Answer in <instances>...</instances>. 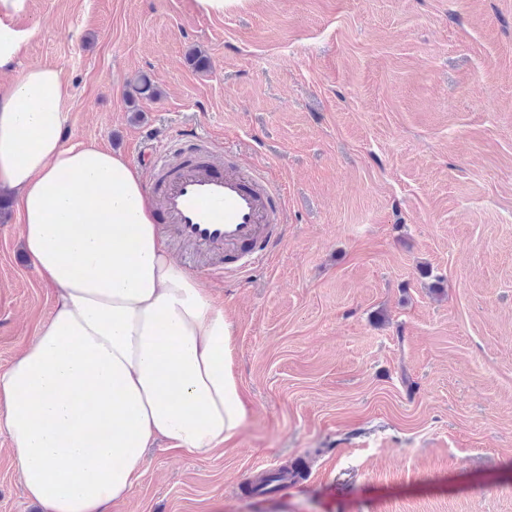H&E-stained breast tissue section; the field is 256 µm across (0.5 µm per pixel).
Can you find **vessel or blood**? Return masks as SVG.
Masks as SVG:
<instances>
[{"mask_svg": "<svg viewBox=\"0 0 512 512\" xmlns=\"http://www.w3.org/2000/svg\"><path fill=\"white\" fill-rule=\"evenodd\" d=\"M148 192L157 219L191 269L213 277L226 265L240 269L265 259L280 239L284 199L280 188L215 142L192 134L151 164Z\"/></svg>", "mask_w": 512, "mask_h": 512, "instance_id": "vessel-or-blood-1", "label": "vessel or blood"}]
</instances>
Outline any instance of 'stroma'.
Returning <instances> with one entry per match:
<instances>
[{
  "label": "stroma",
  "instance_id": "obj_1",
  "mask_svg": "<svg viewBox=\"0 0 512 512\" xmlns=\"http://www.w3.org/2000/svg\"><path fill=\"white\" fill-rule=\"evenodd\" d=\"M66 142L147 169L184 133L285 189L270 257L196 277L235 326L241 433L160 442L107 512H512V0H26ZM54 290L0 212V372ZM0 424V512H42ZM304 462L277 498L249 486Z\"/></svg>",
  "mask_w": 512,
  "mask_h": 512
}]
</instances>
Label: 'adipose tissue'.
<instances>
[{
	"label": "adipose tissue",
	"instance_id": "obj_1",
	"mask_svg": "<svg viewBox=\"0 0 512 512\" xmlns=\"http://www.w3.org/2000/svg\"><path fill=\"white\" fill-rule=\"evenodd\" d=\"M70 87L33 66L0 85V192L55 290L50 319L0 373V421L45 512H106L146 448L207 456L243 429L233 324L169 256L140 169L65 145Z\"/></svg>",
	"mask_w": 512,
	"mask_h": 512
}]
</instances>
